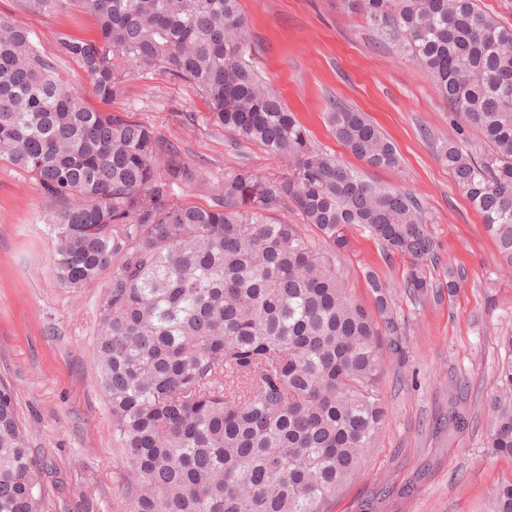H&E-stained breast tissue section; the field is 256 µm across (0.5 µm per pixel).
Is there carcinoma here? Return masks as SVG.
<instances>
[{
  "label": "carcinoma",
  "instance_id": "cac0c4a2",
  "mask_svg": "<svg viewBox=\"0 0 512 512\" xmlns=\"http://www.w3.org/2000/svg\"><path fill=\"white\" fill-rule=\"evenodd\" d=\"M34 14L70 7L98 21L95 40L62 35L48 58L0 16V161L28 172L50 199L54 269L81 288L111 270L99 312L98 384L112 439L133 483L127 512H330L387 417L377 387L380 337L402 349L390 284L367 274L379 319L353 300L331 255L360 226L411 259L405 287H432L435 241L422 205L317 149L253 65L240 0H17ZM383 40L421 63L439 94L484 143L452 138L437 158L512 267V25L478 0H343ZM78 62L112 100L126 66L169 70L203 94L211 122L288 161L262 174L224 173L223 205L178 206L191 180L180 146L123 112L85 105L58 59ZM336 136L371 167L394 168L393 143L340 103ZM285 208L313 226L324 249ZM488 399L486 448L512 458V331ZM470 426L459 401L448 428ZM40 463L15 391L0 381V512H44ZM491 512H512V478Z\"/></svg>",
  "mask_w": 512,
  "mask_h": 512
}]
</instances>
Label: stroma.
Listing matches in <instances>:
<instances>
[{
  "label": "stroma",
  "mask_w": 512,
  "mask_h": 512,
  "mask_svg": "<svg viewBox=\"0 0 512 512\" xmlns=\"http://www.w3.org/2000/svg\"><path fill=\"white\" fill-rule=\"evenodd\" d=\"M241 4L256 67L314 145L367 181L420 199L436 243L437 259L425 269L438 291L425 297L404 286L408 259L387 252L361 227H352L348 250L332 262L365 308L374 306L365 272L391 284L403 350L379 348L377 386L387 418L331 512H486L493 490L512 478V460L484 448L485 402L505 356L499 338L512 329V270L437 159L439 137L459 129L476 146L479 136L449 109L427 72L347 13L342 0ZM0 16L33 30L50 57L61 35H96L95 19L83 9L39 16L15 0H0ZM62 66L78 75L88 106L127 113L180 145L194 178L175 188V204L216 208L225 172L242 165L263 173L285 167L212 125L202 95L169 73L129 69L118 94L104 103L75 61ZM333 100L365 113L394 143L396 169L368 167L337 140L329 122ZM58 208L30 174L0 161V379L15 389L30 446L49 466L41 475L45 512H126L130 472L97 385L96 329L110 275L81 288L58 282L51 224ZM452 270L463 276L453 295L444 287ZM462 379L469 382L475 422L452 434L448 408Z\"/></svg>",
  "instance_id": "obj_1"
}]
</instances>
